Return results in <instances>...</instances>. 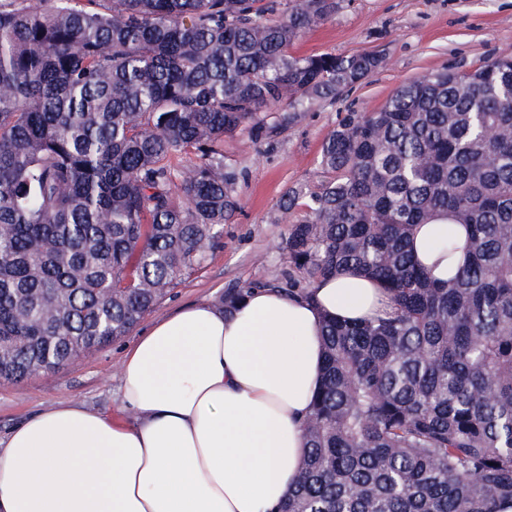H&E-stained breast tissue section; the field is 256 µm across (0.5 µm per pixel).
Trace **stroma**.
Listing matches in <instances>:
<instances>
[{
    "label": "stroma",
    "mask_w": 512,
    "mask_h": 512,
    "mask_svg": "<svg viewBox=\"0 0 512 512\" xmlns=\"http://www.w3.org/2000/svg\"><path fill=\"white\" fill-rule=\"evenodd\" d=\"M305 55L382 53V69L333 100L316 101L285 122L270 113L265 131L224 137V163L239 174V209L225 224L205 262L185 271L158 304L126 335L66 365L58 373L0 382V439L23 420L61 402L123 418L120 361L149 325L194 302L218 303L241 286L284 284L283 246L291 223L302 220L298 204L289 220L281 202L294 187L317 189L325 137L348 112H372L404 82L448 69L471 71L512 53V0H339L330 19L313 24L294 46Z\"/></svg>",
    "instance_id": "35a3bbf8"
}]
</instances>
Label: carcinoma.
<instances>
[{
    "mask_svg": "<svg viewBox=\"0 0 512 512\" xmlns=\"http://www.w3.org/2000/svg\"><path fill=\"white\" fill-rule=\"evenodd\" d=\"M338 0H0V380L126 335L237 209L224 135L385 65L296 55ZM288 192V290L360 270L393 311L328 319L297 485L277 512H495L512 500V56L399 86ZM465 228L435 282L421 224Z\"/></svg>",
    "mask_w": 512,
    "mask_h": 512,
    "instance_id": "1",
    "label": "carcinoma"
}]
</instances>
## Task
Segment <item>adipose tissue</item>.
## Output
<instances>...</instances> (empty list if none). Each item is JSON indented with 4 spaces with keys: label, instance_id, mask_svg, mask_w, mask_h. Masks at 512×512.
Wrapping results in <instances>:
<instances>
[{
    "label": "adipose tissue",
    "instance_id": "adipose-tissue-1",
    "mask_svg": "<svg viewBox=\"0 0 512 512\" xmlns=\"http://www.w3.org/2000/svg\"><path fill=\"white\" fill-rule=\"evenodd\" d=\"M466 241L462 227L423 224L413 250L443 281ZM390 309L381 283L356 270L301 293L252 288L228 314L206 301L180 308L122 357L133 423L69 403L12 431L0 447V512H276L303 460L324 320Z\"/></svg>",
    "mask_w": 512,
    "mask_h": 512
}]
</instances>
